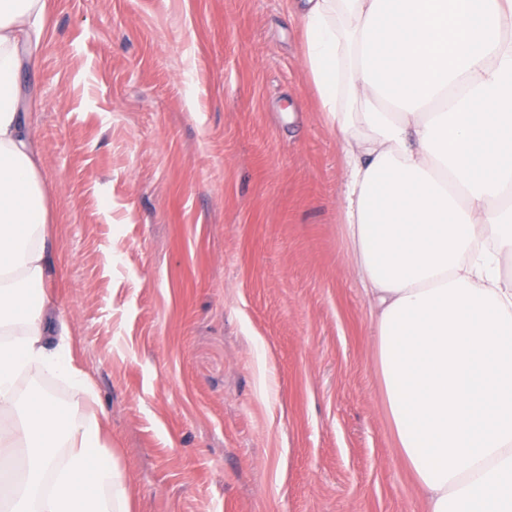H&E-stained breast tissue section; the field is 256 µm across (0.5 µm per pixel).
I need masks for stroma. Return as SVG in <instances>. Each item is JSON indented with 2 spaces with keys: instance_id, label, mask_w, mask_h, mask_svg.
Instances as JSON below:
<instances>
[{
  "instance_id": "stroma-1",
  "label": "stroma",
  "mask_w": 512,
  "mask_h": 512,
  "mask_svg": "<svg viewBox=\"0 0 512 512\" xmlns=\"http://www.w3.org/2000/svg\"><path fill=\"white\" fill-rule=\"evenodd\" d=\"M52 300L134 512H425L289 0H50Z\"/></svg>"
}]
</instances>
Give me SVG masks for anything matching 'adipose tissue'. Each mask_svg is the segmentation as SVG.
Masks as SVG:
<instances>
[{
  "label": "adipose tissue",
  "instance_id": "adipose-tissue-1",
  "mask_svg": "<svg viewBox=\"0 0 512 512\" xmlns=\"http://www.w3.org/2000/svg\"><path fill=\"white\" fill-rule=\"evenodd\" d=\"M342 137L340 222L400 454L427 512H512V0H296ZM48 0H0V512H130L108 422L51 306L49 222L18 83ZM32 366L71 402L21 394Z\"/></svg>",
  "mask_w": 512,
  "mask_h": 512
}]
</instances>
